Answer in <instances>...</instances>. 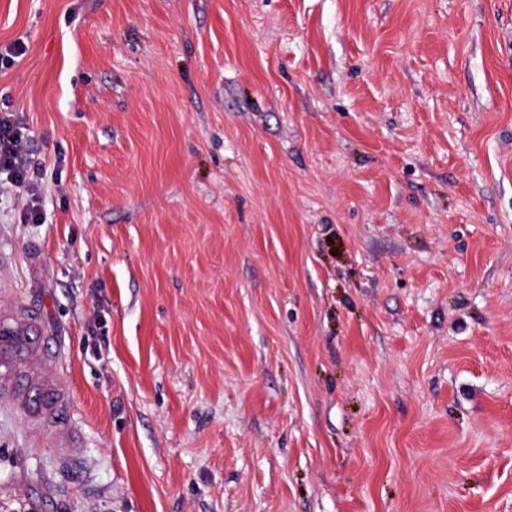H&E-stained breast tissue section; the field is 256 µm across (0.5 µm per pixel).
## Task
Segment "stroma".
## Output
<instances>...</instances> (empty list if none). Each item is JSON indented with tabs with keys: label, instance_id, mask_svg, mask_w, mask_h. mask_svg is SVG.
<instances>
[{
	"label": "stroma",
	"instance_id": "1",
	"mask_svg": "<svg viewBox=\"0 0 512 512\" xmlns=\"http://www.w3.org/2000/svg\"><path fill=\"white\" fill-rule=\"evenodd\" d=\"M0 512H512V0H0ZM64 431L68 451L54 447ZM27 127L13 112L0 113V184L28 185L31 198L27 218L33 223L42 222V213L34 184L29 180V160L26 151ZM38 349V336L27 321L0 320V391L11 389L18 365Z\"/></svg>",
	"mask_w": 512,
	"mask_h": 512
}]
</instances>
